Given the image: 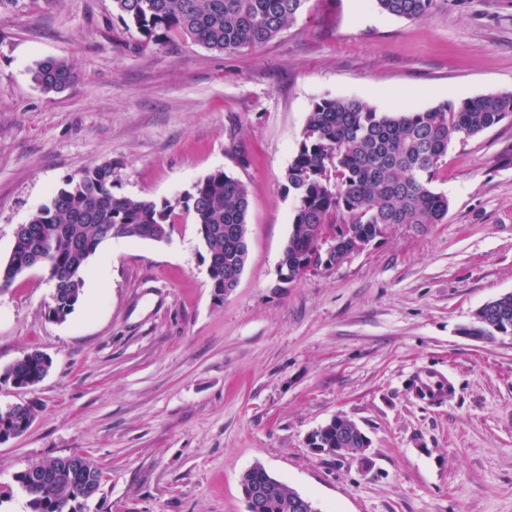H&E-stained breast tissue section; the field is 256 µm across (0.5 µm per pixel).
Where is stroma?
Returning a JSON list of instances; mask_svg holds the SVG:
<instances>
[{
  "mask_svg": "<svg viewBox=\"0 0 512 512\" xmlns=\"http://www.w3.org/2000/svg\"><path fill=\"white\" fill-rule=\"evenodd\" d=\"M49 57L77 73L63 92L31 78ZM490 92H512V0H435L414 21L311 0L237 55L147 42L112 0H0V259L105 162L114 193L176 205L166 241L99 246L65 320L48 315L44 270L0 291V408L38 409L0 444V512H27L20 472L74 451L103 472L80 512H246L240 479L258 463L318 512H512V336L462 333L512 293V116L452 140L433 183L445 223L390 225L278 285L296 206L283 175L315 101L410 112ZM217 170L249 196L248 261L221 300L183 205ZM35 349L52 366L18 390L3 373ZM423 370L448 375L447 399L411 392ZM337 415L369 438L370 473L309 447Z\"/></svg>",
  "mask_w": 512,
  "mask_h": 512,
  "instance_id": "1",
  "label": "stroma"
}]
</instances>
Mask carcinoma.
Wrapping results in <instances>:
<instances>
[{"label":"carcinoma","mask_w":512,"mask_h":512,"mask_svg":"<svg viewBox=\"0 0 512 512\" xmlns=\"http://www.w3.org/2000/svg\"><path fill=\"white\" fill-rule=\"evenodd\" d=\"M310 0H112L113 15L133 25L157 44L180 36L206 49L236 55L276 39ZM385 14L407 20L428 16L433 0H374ZM33 82L44 92H61L75 80L64 59L36 64ZM512 115V92L487 93L456 105L438 104L415 112H379L351 98H322L308 112L302 138L284 174L285 188L296 200L293 229L283 249L281 268L288 282L298 280V267L313 242L314 227L348 225L355 239L374 241L392 224H442L448 197L432 182L458 134L475 136ZM201 240L212 263L211 287L224 290L231 268L245 267L248 255L232 252L224 233L247 224L248 191L221 170L208 174L186 196ZM175 206L143 197L112 193V164L84 171L76 182L58 190L31 216L18 255L0 261V290L25 273L16 257L42 267L53 283L50 315L65 320L83 295L89 258L115 232L133 240L162 241L170 231ZM486 317L475 314L469 328L482 336L512 335V293L494 299ZM51 361L33 350L10 365L3 377L33 385L47 375ZM33 405L0 408V424L33 422ZM322 447L361 452L363 441L347 418L320 434ZM33 470L45 472L40 488L30 485ZM27 497L28 512H77L86 486L101 484L102 473L85 463L75 468L54 457L16 477ZM266 489L264 512H289L288 498L297 495L264 466L248 469L245 487Z\"/></svg>","instance_id":"obj_1"}]
</instances>
